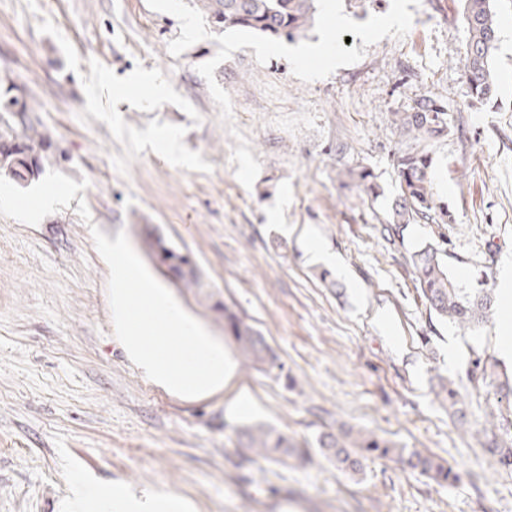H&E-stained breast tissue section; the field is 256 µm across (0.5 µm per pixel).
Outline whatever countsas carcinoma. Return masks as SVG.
Segmentation results:
<instances>
[{"mask_svg":"<svg viewBox=\"0 0 512 512\" xmlns=\"http://www.w3.org/2000/svg\"><path fill=\"white\" fill-rule=\"evenodd\" d=\"M206 18L215 27L257 32L269 37L293 41L304 34L314 21L313 0H197ZM461 18L467 28L468 39L462 59V77L468 86L471 102L489 99L495 87L492 51L497 42V21L494 0H460ZM34 109L21 97L0 101V156L4 165L0 175L12 171L10 180L20 187L40 178L44 160L51 144L40 130V122L33 116ZM393 125L403 136L419 142L448 137L453 127L448 123V112L438 100L422 96L406 112H394ZM399 193L391 213L392 234L402 238L411 224L448 223V204L434 185V158L423 147H415L395 156ZM367 191L377 196L380 186L374 174L365 167L347 171ZM439 240L418 244L410 255L413 280L429 314L438 321L474 332L494 315L491 293L470 291L453 277L447 261L449 253L445 235ZM146 244L159 264L172 274L179 285L204 299L213 294L205 291V284L192 253L182 251L163 236L150 230ZM212 309L224 317V334L230 338L242 358L243 366L272 373L283 372V365L265 336L251 325L234 306L217 300ZM492 378L489 360L476 357L466 371V380L472 385ZM434 396L448 408L461 401L460 383L439 376L433 386ZM239 444L254 457L271 463H284L290 458L304 461L309 449L298 447L288 434L270 425H243L235 431ZM321 454L336 469L348 474L362 470L368 459H390L405 462L411 468L428 476L438 484L453 483L457 473L448 465L419 450H409L368 430L341 429L325 433L317 441Z\"/></svg>","mask_w":512,"mask_h":512,"instance_id":"cac0c4a2","label":"carcinoma"}]
</instances>
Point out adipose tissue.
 <instances>
[{
  "label": "adipose tissue",
  "instance_id": "ef3b65f1",
  "mask_svg": "<svg viewBox=\"0 0 512 512\" xmlns=\"http://www.w3.org/2000/svg\"><path fill=\"white\" fill-rule=\"evenodd\" d=\"M61 512H192V505L166 492L130 493L108 486L89 488L76 481L61 504Z\"/></svg>",
  "mask_w": 512,
  "mask_h": 512
}]
</instances>
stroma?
Instances as JSON below:
<instances>
[{
    "label": "stroma",
    "instance_id": "stroma-1",
    "mask_svg": "<svg viewBox=\"0 0 512 512\" xmlns=\"http://www.w3.org/2000/svg\"><path fill=\"white\" fill-rule=\"evenodd\" d=\"M459 11L458 0H421L403 39L366 47L351 37L362 59L311 83L284 59L262 65L253 48L234 51L214 76L261 165L247 189L197 71L218 42L171 56L179 22L147 0H0V94L19 87L52 141L39 181L19 188L0 176L13 197L0 203V512H57L80 478L162 489L196 512H512V467L488 451L512 407L492 384L469 389L456 415L432 392L437 375H464L479 356L512 378L502 321L465 334L430 319L409 264L414 243L445 234L454 278L497 296L512 263V0L496 2V93L483 105L461 77ZM422 95L454 125L428 144L453 221L413 224L391 241L381 229L397 193L393 159L407 146L392 115ZM356 167L374 172L380 195L347 177ZM50 185L61 201L29 223ZM145 224L193 254L283 376L239 365L199 399L145 379L114 334L109 269L90 232H125L146 261ZM156 278L223 339L210 301ZM256 423L288 433L310 460L254 459L234 431ZM343 425L441 458L459 480L440 485L387 459L342 473L317 440Z\"/></svg>",
    "mask_w": 512,
    "mask_h": 512
}]
</instances>
